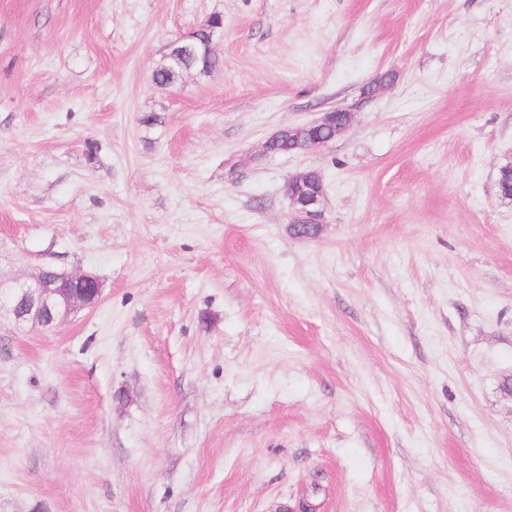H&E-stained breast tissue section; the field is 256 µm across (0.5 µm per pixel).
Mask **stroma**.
Returning <instances> with one entry per match:
<instances>
[{
  "mask_svg": "<svg viewBox=\"0 0 512 512\" xmlns=\"http://www.w3.org/2000/svg\"><path fill=\"white\" fill-rule=\"evenodd\" d=\"M509 162L512 0H0V512H512ZM221 25V17L209 16L190 39L172 46L170 52L157 66L155 83L172 85L184 72L194 70L204 74L213 70L217 65V59L207 48L209 42L212 43L215 33L217 36L222 32L223 26L221 27ZM218 28L220 29L218 30ZM320 116L311 122L303 124L304 127L320 130L330 129L334 135L339 136L344 133L352 122V112L341 109H334L329 112H321ZM305 176V171L289 176L288 196L290 198L291 206L295 212L301 216H304L303 222H308L309 219H313L319 213L318 206L321 204V195L323 198L324 191L322 190V194L320 192H311L302 197L295 195L293 188L296 185H301ZM104 292L98 277L83 271L41 270L25 279H0L1 310L17 325L42 315L52 328L79 308L95 306Z\"/></svg>",
  "mask_w": 512,
  "mask_h": 512,
  "instance_id": "1",
  "label": "stroma"
}]
</instances>
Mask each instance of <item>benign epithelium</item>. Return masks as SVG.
<instances>
[{
  "instance_id": "7a95c632",
  "label": "benign epithelium",
  "mask_w": 512,
  "mask_h": 512,
  "mask_svg": "<svg viewBox=\"0 0 512 512\" xmlns=\"http://www.w3.org/2000/svg\"><path fill=\"white\" fill-rule=\"evenodd\" d=\"M352 122V113L334 109L306 123L309 128L330 129L334 135L344 133ZM306 172L288 178V196L296 213L307 222L317 216L321 193L302 197L293 188L303 183ZM104 285L100 279L83 271L56 272L41 270L25 279H0V307L8 311L17 325H24L40 316L52 328L79 308H91L101 299Z\"/></svg>"
}]
</instances>
